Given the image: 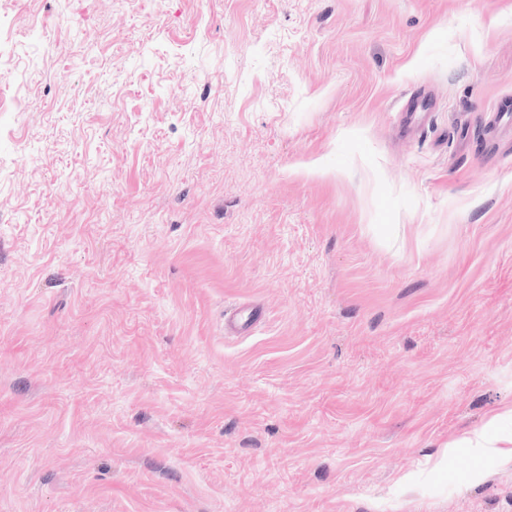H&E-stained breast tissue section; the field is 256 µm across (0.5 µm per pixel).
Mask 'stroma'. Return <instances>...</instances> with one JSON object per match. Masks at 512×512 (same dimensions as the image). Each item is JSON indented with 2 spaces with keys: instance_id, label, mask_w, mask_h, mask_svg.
<instances>
[{
  "instance_id": "stroma-1",
  "label": "stroma",
  "mask_w": 512,
  "mask_h": 512,
  "mask_svg": "<svg viewBox=\"0 0 512 512\" xmlns=\"http://www.w3.org/2000/svg\"><path fill=\"white\" fill-rule=\"evenodd\" d=\"M0 52V512H512V0H0Z\"/></svg>"
}]
</instances>
